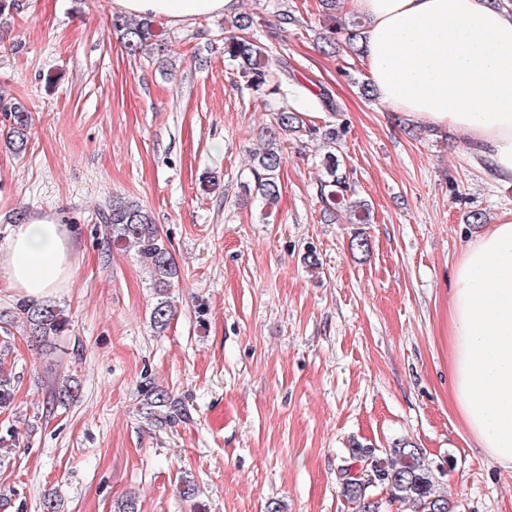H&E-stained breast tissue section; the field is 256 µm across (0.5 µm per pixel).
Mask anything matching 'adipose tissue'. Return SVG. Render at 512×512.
<instances>
[{"mask_svg":"<svg viewBox=\"0 0 512 512\" xmlns=\"http://www.w3.org/2000/svg\"><path fill=\"white\" fill-rule=\"evenodd\" d=\"M369 25L368 76L383 101L423 123L463 132L472 163L512 188V9L494 0H348ZM179 24L231 11L235 0H114ZM9 287L35 303L67 288L75 246L65 225L34 215L5 241ZM448 367L465 429L512 469V206L470 242L448 299Z\"/></svg>","mask_w":512,"mask_h":512,"instance_id":"adipose-tissue-1","label":"adipose tissue"}]
</instances>
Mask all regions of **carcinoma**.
Instances as JSON below:
<instances>
[{"label": "carcinoma", "instance_id": "obj_1", "mask_svg": "<svg viewBox=\"0 0 512 512\" xmlns=\"http://www.w3.org/2000/svg\"><path fill=\"white\" fill-rule=\"evenodd\" d=\"M253 19L238 15L224 21V54L234 63L238 78L246 89L261 97L278 96L288 99V86L272 77L271 64L261 47L245 35ZM128 54L162 53L166 51L164 39L152 18L129 22L121 17L111 20ZM3 121L8 123L6 142L17 154L25 151L28 143L29 115L19 106L4 108ZM301 117L293 106L282 107L275 114V124L267 128L263 147L252 153L250 179L243 183L244 190L255 191L268 208L278 203L281 196L278 172L282 164L281 138L300 127ZM328 179L321 183L320 194L328 208L337 209L346 202L348 193L340 163L336 155L325 158ZM349 223L367 224L371 220L369 209L359 203L348 206ZM100 223L110 228L112 244L135 250L151 271L154 287L159 289L157 301L151 311V321L158 330L165 329L175 314V306L167 290L178 280V267L151 215L139 204L121 198L99 214ZM17 310L21 321L28 327L30 336L45 344L68 329V320L62 311L50 303H21ZM14 396V379L0 373V409L11 405ZM353 460L365 464L370 459L375 464L376 486L386 495L391 506L404 507L408 512H453L448 495L440 491L434 470L420 449L407 444L391 448L380 457L375 449L358 445L352 451ZM341 495L353 505L355 512H381V503L370 498V487L363 486L354 476L340 478Z\"/></svg>", "mask_w": 512, "mask_h": 512}]
</instances>
